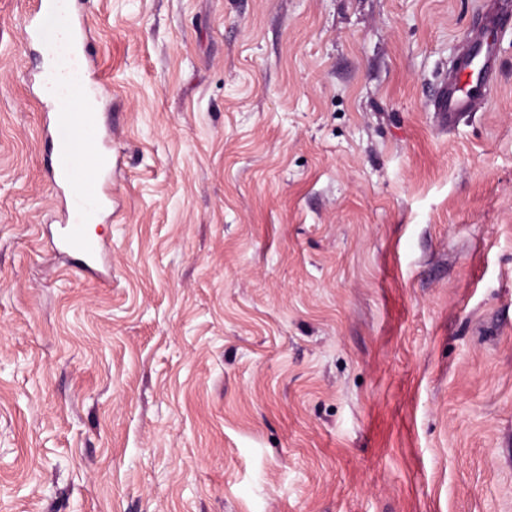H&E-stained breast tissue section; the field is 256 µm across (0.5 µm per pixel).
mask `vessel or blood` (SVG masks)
<instances>
[{"instance_id": "vessel-or-blood-1", "label": "vessel or blood", "mask_w": 512, "mask_h": 512, "mask_svg": "<svg viewBox=\"0 0 512 512\" xmlns=\"http://www.w3.org/2000/svg\"><path fill=\"white\" fill-rule=\"evenodd\" d=\"M68 0H36L22 32L27 44L41 46L49 63L41 71V91L51 104L43 130L49 144L46 171L53 187L66 192L71 221L60 239L64 251L89 269L102 245L86 230L87 222L99 211L102 176L100 152L74 158L75 147L93 139L97 126L90 115L81 113L82 102L76 86L88 66V47L74 49L73 40L82 34V23L71 20ZM512 18L498 13L481 18L465 39L461 61L446 72L430 91L435 111L446 113L448 121L474 112L485 103L493 88L495 40Z\"/></svg>"}]
</instances>
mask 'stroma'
Masks as SVG:
<instances>
[{
	"label": "stroma",
	"instance_id": "stroma-1",
	"mask_svg": "<svg viewBox=\"0 0 512 512\" xmlns=\"http://www.w3.org/2000/svg\"><path fill=\"white\" fill-rule=\"evenodd\" d=\"M485 0H93L106 280L56 248L0 0V512H512V29ZM508 23L507 13L481 17L463 43L461 62L449 69L430 90L435 112H443L448 125L461 114L476 112L490 95L495 71V40L499 30Z\"/></svg>",
	"mask_w": 512,
	"mask_h": 512
}]
</instances>
